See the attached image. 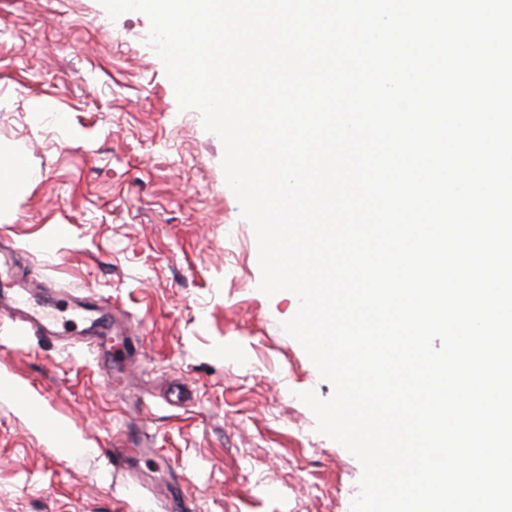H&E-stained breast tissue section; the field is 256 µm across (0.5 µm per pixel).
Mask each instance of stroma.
Wrapping results in <instances>:
<instances>
[{"mask_svg":"<svg viewBox=\"0 0 512 512\" xmlns=\"http://www.w3.org/2000/svg\"><path fill=\"white\" fill-rule=\"evenodd\" d=\"M140 12L0 0V152L39 171L0 208L8 283L117 315L133 365L0 313V372L86 442L63 457L0 394V512H351L362 468L298 398L331 385L268 297L220 138L180 110Z\"/></svg>","mask_w":512,"mask_h":512,"instance_id":"stroma-1","label":"stroma"}]
</instances>
